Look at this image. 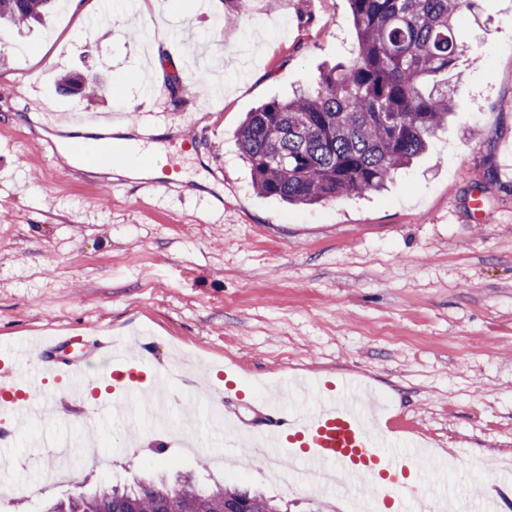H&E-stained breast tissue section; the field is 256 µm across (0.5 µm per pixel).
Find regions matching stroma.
Here are the masks:
<instances>
[{"instance_id": "stroma-1", "label": "stroma", "mask_w": 512, "mask_h": 512, "mask_svg": "<svg viewBox=\"0 0 512 512\" xmlns=\"http://www.w3.org/2000/svg\"><path fill=\"white\" fill-rule=\"evenodd\" d=\"M100 0L45 25H0V357L34 336H152L164 362L213 370L233 362L247 404L284 377H358L433 453V502L470 497L512 478V0H477L460 21L464 53L448 74L453 99L429 151L383 191L314 206L266 200L239 157L247 112L349 61L357 44L349 0H251L226 24L225 0L185 9L120 10ZM225 56L224 95L187 80L155 103L144 70L151 44L181 53L186 30ZM77 74L97 96L62 92ZM59 114L119 112L138 124L159 110L155 138L189 175L155 200L137 180L102 192L101 172L71 175L44 150L36 102ZM206 141L181 150L183 135ZM224 202L222 210L209 207ZM94 427L110 461H76L75 484L40 481L52 444ZM196 434L184 455L155 441L164 429ZM0 470V512L98 482L192 473L271 498L281 512H349L301 482L268 474L227 438L216 417L130 407L112 415L58 412L29 423Z\"/></svg>"}]
</instances>
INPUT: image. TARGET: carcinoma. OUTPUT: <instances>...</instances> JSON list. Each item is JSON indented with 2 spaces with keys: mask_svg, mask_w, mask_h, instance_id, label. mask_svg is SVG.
Instances as JSON below:
<instances>
[{
  "mask_svg": "<svg viewBox=\"0 0 512 512\" xmlns=\"http://www.w3.org/2000/svg\"><path fill=\"white\" fill-rule=\"evenodd\" d=\"M53 0H0V20L39 22ZM358 48L293 97L247 113L238 144L256 190L311 206L382 189L424 153L448 117V72L462 54L458 21L474 0H350ZM278 512L235 485L136 479L56 502L45 512Z\"/></svg>",
  "mask_w": 512,
  "mask_h": 512,
  "instance_id": "cac0c4a2",
  "label": "carcinoma"
}]
</instances>
